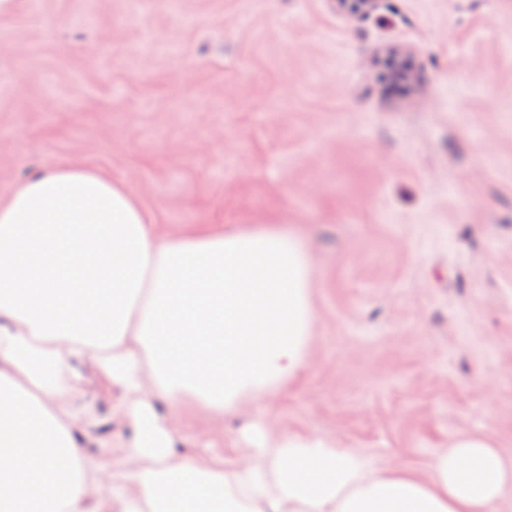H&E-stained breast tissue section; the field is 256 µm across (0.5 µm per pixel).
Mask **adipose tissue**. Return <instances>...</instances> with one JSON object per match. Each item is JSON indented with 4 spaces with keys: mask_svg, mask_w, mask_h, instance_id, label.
<instances>
[{
    "mask_svg": "<svg viewBox=\"0 0 512 512\" xmlns=\"http://www.w3.org/2000/svg\"><path fill=\"white\" fill-rule=\"evenodd\" d=\"M313 288L284 225L161 235L96 169L23 179L0 203V512H498L512 458L487 434H457L422 473L264 428L234 460L180 449L170 411L220 427L306 371ZM88 368L120 393L123 447L92 435Z\"/></svg>",
    "mask_w": 512,
    "mask_h": 512,
    "instance_id": "ef3b65f1",
    "label": "adipose tissue"
}]
</instances>
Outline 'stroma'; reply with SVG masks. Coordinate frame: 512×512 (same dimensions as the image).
I'll return each instance as SVG.
<instances>
[{"instance_id":"stroma-1","label":"stroma","mask_w":512,"mask_h":512,"mask_svg":"<svg viewBox=\"0 0 512 512\" xmlns=\"http://www.w3.org/2000/svg\"><path fill=\"white\" fill-rule=\"evenodd\" d=\"M74 163L159 231L287 224L311 365L225 418L424 470L512 455V0H16L0 18V196Z\"/></svg>"}]
</instances>
